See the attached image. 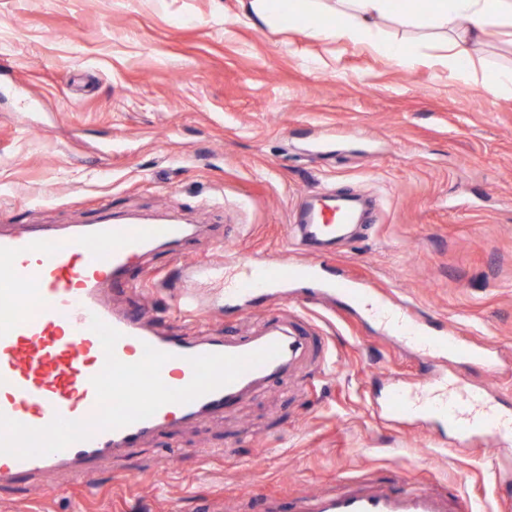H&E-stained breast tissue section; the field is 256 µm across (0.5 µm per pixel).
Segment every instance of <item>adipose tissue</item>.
<instances>
[{
    "label": "adipose tissue",
    "instance_id": "1",
    "mask_svg": "<svg viewBox=\"0 0 512 512\" xmlns=\"http://www.w3.org/2000/svg\"><path fill=\"white\" fill-rule=\"evenodd\" d=\"M241 14L268 26L304 24L313 37L324 40L366 42L398 65L414 67L419 57L401 40L380 36L377 23L395 17L403 25L437 32H453L454 37L444 65L460 77L469 79L475 72L470 64L469 46L488 29L503 24L512 26V0H239ZM333 15L322 23V15Z\"/></svg>",
    "mask_w": 512,
    "mask_h": 512
}]
</instances>
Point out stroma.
<instances>
[{"instance_id": "obj_1", "label": "stroma", "mask_w": 512, "mask_h": 512, "mask_svg": "<svg viewBox=\"0 0 512 512\" xmlns=\"http://www.w3.org/2000/svg\"><path fill=\"white\" fill-rule=\"evenodd\" d=\"M236 0H0V227L173 219L193 233L110 287L164 331L247 334L271 312L323 337L279 379L100 461L99 490L63 493L41 474L0 486V512H242L249 495L341 491L407 473L453 512H504L512 459L492 447L432 446L425 427L379 419L374 398L437 371L512 409V93L427 66L445 35L379 22L424 65L299 26L236 18ZM233 22H225V14ZM328 61L306 67L304 55ZM478 73L512 68V36L471 47ZM41 98L23 104L26 93ZM371 201L325 273L408 302L434 333L496 349L495 372L390 338L350 299L334 311L270 296L226 304L224 270L287 256L314 193ZM191 292L201 310L178 306Z\"/></svg>"}]
</instances>
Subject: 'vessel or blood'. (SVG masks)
Wrapping results in <instances>:
<instances>
[{
	"label": "vessel or blood",
	"mask_w": 512,
	"mask_h": 512,
	"mask_svg": "<svg viewBox=\"0 0 512 512\" xmlns=\"http://www.w3.org/2000/svg\"><path fill=\"white\" fill-rule=\"evenodd\" d=\"M355 217L346 198L331 200L298 224L301 240L322 243L323 251L311 260L270 262L250 268L228 295L240 298L271 284L315 280L307 297L339 294L366 303L376 317L395 321L400 338L431 352H452L491 370L489 350L464 346L457 336H434L409 305L387 303L371 295L357 279L320 277L329 262L332 244L344 238ZM190 234L175 223L118 222L104 214L88 224H44L19 232L0 233V413L27 426L40 428L54 417L83 420L97 411L91 383L105 363L93 318L118 330L116 357L139 361L145 346L168 353L161 369L163 382L172 388L187 386L193 369L190 357L205 354L242 356L280 345L279 355L245 371L235 381L185 403H168L144 420L128 426L95 431L84 441L44 456L20 459L0 454V483L43 472L65 473L82 489L94 484L92 463L134 447L144 437L200 415L223 414L248 389L279 378L288 367L309 356L315 337L305 335L276 316L263 318L260 329L242 336L162 334L136 311L112 310L104 300L108 285L124 281L129 267L146 252L180 245ZM379 417L391 422L425 416L440 428H451L460 441L478 436L485 444L512 449V417L490 408L486 395L472 391L461 380L432 379L429 386L411 393L393 384L374 403ZM254 512H447V500L429 490L411 488L406 474L371 488L342 492L321 491L287 499L257 494Z\"/></svg>",
	"instance_id": "vessel-or-blood-1"
}]
</instances>
